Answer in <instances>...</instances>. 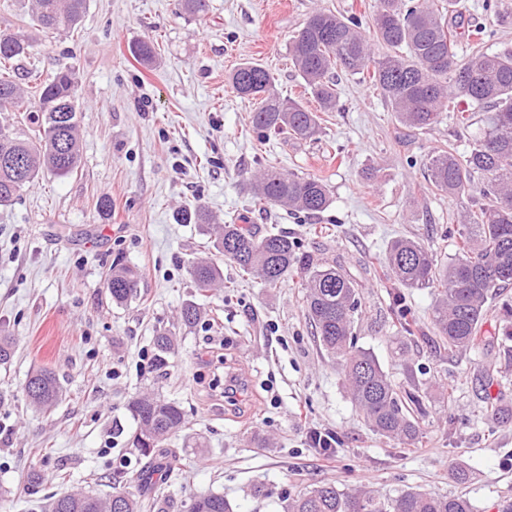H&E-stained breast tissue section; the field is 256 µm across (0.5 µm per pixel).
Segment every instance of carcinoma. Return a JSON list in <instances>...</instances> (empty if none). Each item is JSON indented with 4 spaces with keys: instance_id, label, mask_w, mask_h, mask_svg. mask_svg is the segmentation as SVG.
<instances>
[{
    "instance_id": "1",
    "label": "carcinoma",
    "mask_w": 512,
    "mask_h": 512,
    "mask_svg": "<svg viewBox=\"0 0 512 512\" xmlns=\"http://www.w3.org/2000/svg\"><path fill=\"white\" fill-rule=\"evenodd\" d=\"M179 9L201 18L209 9V0H180ZM85 10L86 0H32V27L71 33ZM483 10L502 24L512 22V11L501 8L500 0H484ZM462 15L460 0H375L365 30L356 15L315 11L288 45L289 60L318 104L314 110L277 96L273 77L258 63H242L230 74L236 94L255 104L251 123L262 139L269 133L286 141L316 136L319 113L336 110L338 90L333 73L338 70L367 80L396 120L409 129H430L440 113L455 111L458 99L488 113L484 136L471 151L461 154L452 146L443 147L424 162L429 184L436 191L454 197L477 190L487 199L482 208L463 219L455 258L442 264L429 246L408 238L394 240L386 256L385 276L391 285L437 291L434 325L443 347L459 354L479 345L489 300L512 284V46L485 49L496 40L497 30L476 24L468 30L472 51L460 56ZM375 45L385 49L377 59L373 56ZM29 47L24 36L0 30V205L12 202L41 174L68 175L81 162L73 74L60 67L22 88L16 80L15 64ZM132 52L143 64L155 59L150 41L138 43ZM471 119V114L457 112L461 128H468ZM13 157L24 159L23 172L9 163ZM254 191L267 204L309 216L324 212L332 202L323 179L285 173L275 166L260 171ZM190 217L209 224L224 259L244 276L275 285L290 272L303 271L304 306L320 347L341 366L356 408L380 435L410 445L421 443V420L427 413L424 397L397 389L373 353L357 348L353 328L360 301L356 284L346 273L300 251L287 235H261L250 224H211L199 207ZM190 275L199 292L222 279L221 269L205 259L193 262ZM140 279L135 266H113L106 279L112 303L124 305L135 299ZM201 316L202 308L193 301L180 311V321L186 327ZM397 323L403 337L415 335L418 324L411 308H397ZM176 342L169 330L154 336L155 367L168 364ZM25 391L33 406L48 410L59 398L58 378L51 370L36 369L28 376ZM129 411L138 425L131 445L149 460L170 435L186 427L179 404L154 394L132 399ZM281 508L283 512H474L473 504L462 496L414 489L394 495L366 488L349 493L324 481L282 498ZM41 512L164 510L159 500L125 490L105 498L80 490L51 496ZM188 512L232 509L224 495L210 493L192 499Z\"/></svg>"
}]
</instances>
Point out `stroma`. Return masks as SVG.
<instances>
[{
  "mask_svg": "<svg viewBox=\"0 0 512 512\" xmlns=\"http://www.w3.org/2000/svg\"><path fill=\"white\" fill-rule=\"evenodd\" d=\"M374 0H209L204 19L174 0H87L71 34L33 30L28 0H0V29L29 35L22 72L72 68L78 88L81 163L67 176L44 174L0 206V332L14 356L0 366V512H36L64 490L101 496L133 490L144 461L129 439L128 410L149 392L176 401L187 426L164 449L179 463L159 498L186 512L195 496L218 493L233 512H282L281 498L328 480L344 491L382 494L414 488L466 496L476 512H497L512 495V421L489 419V403L512 408V341L498 303L481 325L483 344L448 353L432 321L430 288L403 290L421 330L398 350L396 309L378 279L391 242L423 241L455 255L461 215L478 193L454 198L428 189L423 162L452 145L469 151L483 113L461 129L452 112L431 129L401 127L373 88L337 76L335 111L321 115L316 139H258L253 106L229 76L240 63L263 64L283 97L304 81L288 58L291 36L317 9L369 17ZM152 41V66L132 46ZM324 178L332 204L319 216L288 213L253 195L266 166ZM107 196L112 211L97 202ZM203 204L213 223L241 218L260 234L283 233L301 251L327 259L356 282L361 310L357 347L370 350L403 390L426 393L422 444L383 437L364 422L340 366L321 350L299 294L300 274L276 285L241 276L214 248L205 225L181 217ZM218 264L223 287L197 292L190 265ZM137 266L132 302L113 304L105 278L113 264ZM195 301L206 315L182 327L180 309ZM175 331L178 351L160 370H144L158 331ZM38 367L52 369L62 396L48 412L33 408L24 386ZM489 372L492 386L480 377ZM334 433L330 458L310 448L312 429ZM202 436L203 452L189 439ZM465 468L468 482L452 472ZM37 470L42 479L30 483ZM263 484L265 497L249 493Z\"/></svg>",
  "mask_w": 512,
  "mask_h": 512,
  "instance_id": "obj_1",
  "label": "stroma"
}]
</instances>
